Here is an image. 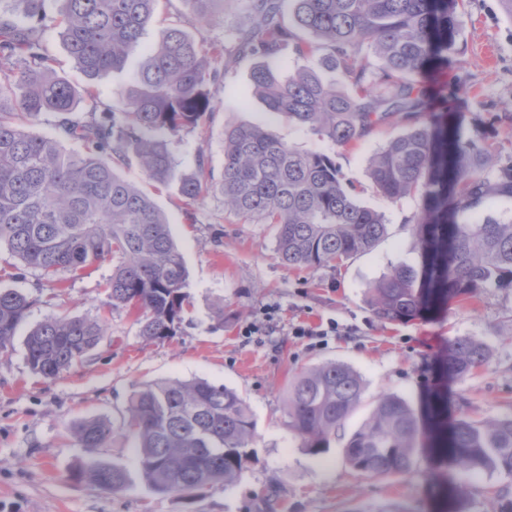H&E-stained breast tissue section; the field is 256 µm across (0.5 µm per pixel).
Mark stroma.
Segmentation results:
<instances>
[{"mask_svg":"<svg viewBox=\"0 0 512 512\" xmlns=\"http://www.w3.org/2000/svg\"><path fill=\"white\" fill-rule=\"evenodd\" d=\"M176 22L192 25L182 0H158L125 68L96 81L102 102H111L113 92L130 82L145 49ZM251 22L248 0H224L223 13L198 32L224 44V58L216 63L221 77L209 87L218 109L207 134L189 132L172 145L176 173H191L201 156L214 182H221L225 128L261 126L299 151L334 157L359 202L383 215L385 236L337 269L293 270L276 254L271 225L225 209L216 190L189 202L178 182L156 187L139 161L130 159L120 174L151 194L165 213L188 272L190 304L180 330L148 344L132 315L103 304L109 263L55 288L38 272L19 270L17 258L0 246V288L39 299L30 322L58 314L99 317L107 324L95 360L51 380L28 369L22 339L0 356V505L10 512H447L451 493L458 491L465 512H503L512 501V474L504 470L465 473L422 457L403 476H363L346 464L342 436L331 438L327 452L313 455L289 432L283 404L288 382L301 368L336 361L362 376L365 393L344 424L348 434L381 395H397L421 409L440 381L437 367L449 341L461 336L484 342L490 359L480 372L449 382L452 413L511 414L512 289L493 288L404 324L372 314L368 284L395 266L421 261L413 229L419 199L387 198L369 176L373 155L404 125L395 120L341 146L272 119L252 94L255 57L234 55L237 34ZM457 40L456 61L428 84L432 105L459 115L464 138L477 140L494 157L512 159V8L505 0H469ZM219 305L220 319L214 315ZM197 377L233 388L249 404L257 459L232 487L213 486L193 496L156 493L140 480L120 427L128 399L146 383ZM93 417L114 427L101 457L128 470L130 485L122 492H103L72 477L86 453L70 427Z\"/></svg>","mask_w":512,"mask_h":512,"instance_id":"1","label":"stroma"}]
</instances>
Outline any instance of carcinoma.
Wrapping results in <instances>:
<instances>
[{
    "label": "carcinoma",
    "mask_w": 512,
    "mask_h": 512,
    "mask_svg": "<svg viewBox=\"0 0 512 512\" xmlns=\"http://www.w3.org/2000/svg\"><path fill=\"white\" fill-rule=\"evenodd\" d=\"M46 0H0V246L43 280L63 285L106 261L107 304L135 313L145 343L176 335L189 295L187 270L166 216L151 197L123 178L118 167L138 158L159 185L174 177L173 140L204 132L217 110L208 86L218 79L212 62L224 44L169 29L147 49L131 82L99 104L94 84L124 68L156 0H56L63 43L87 78L82 87L58 75L43 50ZM204 27L224 11V0H183ZM466 0H249L254 17L239 50L262 58L252 73L254 91L273 115L331 142L348 144L399 117L408 122L370 160V176L390 199L416 195L419 266L399 265L368 288L374 315L407 322L449 301L489 288H512V223L464 220L486 196L512 197V161L502 162L474 140H464L448 119L433 113L427 73L450 64L454 14ZM324 54L318 66L351 81L353 92L321 79L315 68H283L288 54ZM378 68L372 69L369 55ZM85 111V119L73 114ZM55 116L56 135L23 130L18 121ZM77 148L67 150L62 142ZM212 187L204 155L179 192L195 201ZM224 207L275 229L282 264L334 268L369 252L384 236L378 212L362 206L336 161L301 153L259 126L224 130ZM36 299L0 289V355L8 354ZM106 324L90 317L47 315L25 340L29 370L45 379L92 359ZM488 346L473 337L448 345L443 369L464 379L483 368ZM364 383L352 367L328 362L301 371L288 388V430L319 454L361 400ZM122 427L133 439L141 480L156 493L187 495L233 485L255 457L247 402L205 379L144 385L128 400ZM88 453L72 473L105 492L129 483L124 467L99 458L111 424L89 418L73 425ZM464 472H512V414L448 421L439 404L419 418L397 395H383L344 442V456L361 474L411 472L426 445Z\"/></svg>",
    "instance_id": "carcinoma-1"
}]
</instances>
